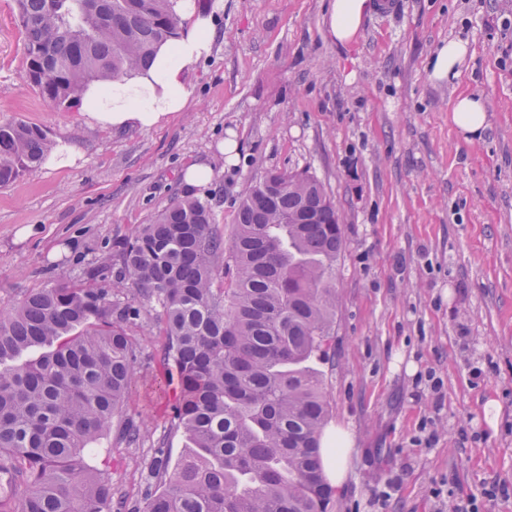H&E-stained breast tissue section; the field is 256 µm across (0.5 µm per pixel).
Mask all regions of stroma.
I'll return each instance as SVG.
<instances>
[{
	"label": "stroma",
	"mask_w": 512,
	"mask_h": 512,
	"mask_svg": "<svg viewBox=\"0 0 512 512\" xmlns=\"http://www.w3.org/2000/svg\"><path fill=\"white\" fill-rule=\"evenodd\" d=\"M193 3L216 37L187 68L185 111L115 132L35 93L13 2L0 0V123L24 119L81 154L0 188V303L84 281L173 200L199 198L231 224L267 172L308 173L343 231L322 371L328 423L351 446L332 512H449L469 497L479 512H512V0H372L349 45L327 29L329 0ZM449 38L467 41V63L437 82L429 58ZM464 92L488 108L472 143L449 119ZM227 139L240 144L230 161ZM200 162L213 180L188 190L182 173ZM128 332L127 413L148 436L111 433L95 455L120 512L157 489L158 453L183 450L163 339L146 317Z\"/></svg>",
	"instance_id": "obj_1"
}]
</instances>
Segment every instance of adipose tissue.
<instances>
[{"label":"adipose tissue","instance_id":"obj_1","mask_svg":"<svg viewBox=\"0 0 512 512\" xmlns=\"http://www.w3.org/2000/svg\"><path fill=\"white\" fill-rule=\"evenodd\" d=\"M368 8L369 0H331L326 21L332 38L341 44L354 42ZM180 11L187 27L176 42L159 48L151 67L131 72L120 83L88 87L83 96V111L89 123L118 130L150 129L185 110L188 92L182 80L183 71L210 53L214 26L210 16L195 12L186 2L181 4ZM467 56L466 41L454 38L441 43L429 59L432 78L445 81L457 77ZM450 121L466 140L481 138L487 127L483 98L459 95L452 104Z\"/></svg>","mask_w":512,"mask_h":512}]
</instances>
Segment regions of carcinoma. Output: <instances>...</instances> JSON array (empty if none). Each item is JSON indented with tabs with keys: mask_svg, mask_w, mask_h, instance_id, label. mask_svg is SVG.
<instances>
[{
	"mask_svg": "<svg viewBox=\"0 0 512 512\" xmlns=\"http://www.w3.org/2000/svg\"><path fill=\"white\" fill-rule=\"evenodd\" d=\"M28 82L71 109L92 83L148 67L179 37L177 0H14ZM51 150L25 120L0 124V187ZM341 224L322 184L270 171L240 202L229 242L211 206L186 196L120 243L108 290L73 283L0 306V512H112L92 446L120 416L144 312L166 336L184 450L154 460L143 512H330L324 468L329 402L313 361L336 316Z\"/></svg>",
	"mask_w": 512,
	"mask_h": 512,
	"instance_id": "1",
	"label": "carcinoma"
}]
</instances>
